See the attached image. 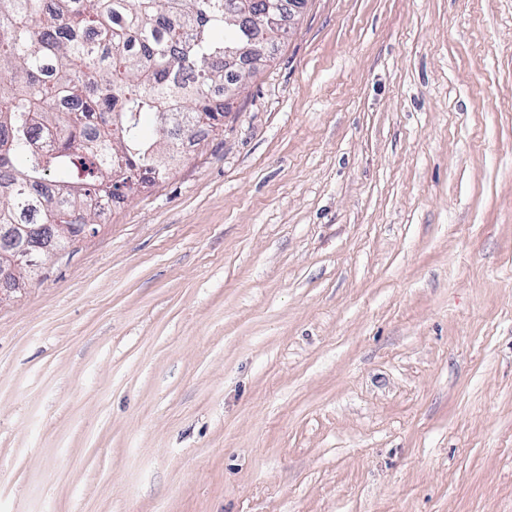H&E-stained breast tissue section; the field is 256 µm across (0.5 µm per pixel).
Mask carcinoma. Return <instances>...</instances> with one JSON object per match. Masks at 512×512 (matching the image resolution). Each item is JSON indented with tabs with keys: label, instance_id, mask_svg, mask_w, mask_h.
Returning a JSON list of instances; mask_svg holds the SVG:
<instances>
[{
	"label": "carcinoma",
	"instance_id": "obj_1",
	"mask_svg": "<svg viewBox=\"0 0 512 512\" xmlns=\"http://www.w3.org/2000/svg\"><path fill=\"white\" fill-rule=\"evenodd\" d=\"M278 13V0H0V253L45 224L65 251L128 196L114 176L168 178L172 130H222L241 82L224 54L257 36L274 46ZM70 98L80 111L61 109Z\"/></svg>",
	"mask_w": 512,
	"mask_h": 512
}]
</instances>
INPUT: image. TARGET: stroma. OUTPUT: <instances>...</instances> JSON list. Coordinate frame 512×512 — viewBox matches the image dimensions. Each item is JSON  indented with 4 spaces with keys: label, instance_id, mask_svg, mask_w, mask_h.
Instances as JSON below:
<instances>
[{
    "label": "stroma",
    "instance_id": "35a3bbf8",
    "mask_svg": "<svg viewBox=\"0 0 512 512\" xmlns=\"http://www.w3.org/2000/svg\"><path fill=\"white\" fill-rule=\"evenodd\" d=\"M97 224L0 288V512H512V0H306Z\"/></svg>",
    "mask_w": 512,
    "mask_h": 512
}]
</instances>
